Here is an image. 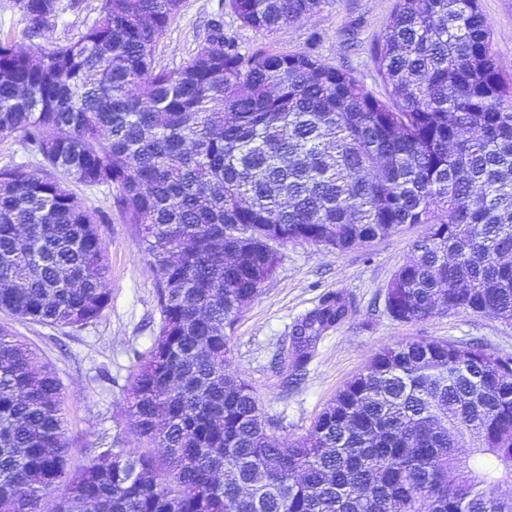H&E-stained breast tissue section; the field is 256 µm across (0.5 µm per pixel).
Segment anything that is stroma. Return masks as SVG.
Segmentation results:
<instances>
[{
	"mask_svg": "<svg viewBox=\"0 0 512 512\" xmlns=\"http://www.w3.org/2000/svg\"><path fill=\"white\" fill-rule=\"evenodd\" d=\"M396 0H322L312 15L266 33L244 26L225 0H182L181 8L156 43L160 65L176 69L204 42L213 22L224 25L225 37L239 50L271 53L310 50L330 64L347 69L369 91L383 87L372 48L383 35ZM491 26L490 49L512 73V0H479ZM87 205L109 220L99 232L111 274L105 283L112 297L93 324L56 329L27 323L0 313L6 324L36 349L41 362L55 367L65 388L67 435L72 463L84 461L85 449L102 439L119 440L138 454L144 444L127 429L123 388L132 350L148 348L159 324L155 289L159 275L140 251L135 228L114 208L111 195L75 186ZM422 224L403 226L388 237L341 253L307 243L281 250L276 275L240 313L229 332L232 350L228 369L251 387L264 413L279 424L275 435L294 439L356 374L363 371L382 344L420 339L480 341L512 353V325L489 314L451 313L422 321L400 322L384 310L386 286L397 267L422 239ZM345 301L346 317L321 332L312 359L303 367L279 358L291 336L317 308L323 295Z\"/></svg>",
	"mask_w": 512,
	"mask_h": 512,
	"instance_id": "obj_1",
	"label": "stroma"
}]
</instances>
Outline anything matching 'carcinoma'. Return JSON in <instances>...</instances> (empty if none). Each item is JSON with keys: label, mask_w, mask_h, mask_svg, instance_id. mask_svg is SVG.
<instances>
[{"label": "carcinoma", "mask_w": 512, "mask_h": 512, "mask_svg": "<svg viewBox=\"0 0 512 512\" xmlns=\"http://www.w3.org/2000/svg\"><path fill=\"white\" fill-rule=\"evenodd\" d=\"M226 2L272 32L321 0ZM14 5L30 46L0 40V135L30 160L0 167V312L78 328L109 306L108 215L77 183L116 189L160 273L159 324L125 388L147 450L88 448L78 468L59 377L0 326V512H512L497 492L512 482L511 354L384 345L282 442L226 369V330L289 242L340 253L425 224L388 316L512 325V76L478 0H397L374 49L383 96L309 50L242 54L219 22L162 67L181 0H98L78 36L50 44L41 31L74 2ZM346 315L323 297L283 354L304 366Z\"/></svg>", "instance_id": "1"}]
</instances>
